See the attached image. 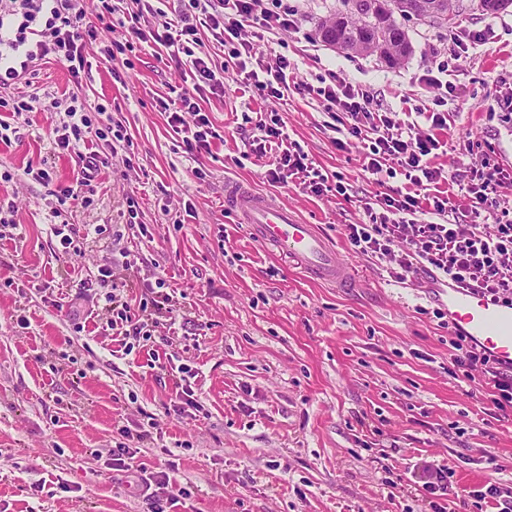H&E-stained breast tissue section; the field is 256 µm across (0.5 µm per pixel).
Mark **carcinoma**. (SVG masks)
<instances>
[{
	"label": "carcinoma",
	"mask_w": 512,
	"mask_h": 512,
	"mask_svg": "<svg viewBox=\"0 0 512 512\" xmlns=\"http://www.w3.org/2000/svg\"><path fill=\"white\" fill-rule=\"evenodd\" d=\"M413 18L432 26H445L430 16L398 13L391 8L390 0H341V8L320 25L319 37L323 43L334 44L342 52L372 55L374 51L365 34L381 26L390 32L386 54L393 58L390 65L396 66L411 52L403 21Z\"/></svg>",
	"instance_id": "1"
}]
</instances>
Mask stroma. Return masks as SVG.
I'll use <instances>...</instances> for the list:
<instances>
[{
	"label": "stroma",
	"mask_w": 512,
	"mask_h": 512,
	"mask_svg": "<svg viewBox=\"0 0 512 512\" xmlns=\"http://www.w3.org/2000/svg\"><path fill=\"white\" fill-rule=\"evenodd\" d=\"M284 2L296 25L255 39L264 65L288 56L299 81L314 87L340 73L403 112L432 108L437 91L421 77L433 61H447L448 126L436 133L447 151L433 163L449 192L457 190L453 175L486 157L512 175V6L493 15L465 10L459 26L490 27L495 37L458 57L451 29L407 21L412 52L391 68L318 39L340 0ZM87 5L96 27L89 75L77 84L56 62L39 66L30 80L40 102L10 144L0 143V168L13 175L0 179V202L15 207L13 224H0V512H148L137 473L110 465L122 442L139 448L148 470L172 467L190 485L174 512H433L424 484L441 466L461 487L492 472L512 486V415L494 408L489 390L469 394L449 376L429 283L395 282L385 262L353 253L345 236V225L367 223L364 202L403 186V176L382 185L365 172L361 143L338 149L333 119L311 96L278 100L231 88L201 93L219 137L194 166L163 109L192 90L191 77L166 66L160 46L139 45L127 63L109 62L107 49L124 34L98 18L97 0ZM71 95L122 122L133 159L113 158L92 205L75 218L103 225L101 241L58 257L46 216L57 204L56 182L71 179L76 165L54 152L57 117L42 101ZM274 114L314 168L342 177L348 197L312 194L295 179L267 182L273 158L246 151L241 128ZM30 163L50 169L51 181L25 176ZM228 181L316 225L354 263L358 286L317 283L254 241L224 205ZM133 210L148 237H123ZM181 214L184 224H175ZM124 250L142 259L122 291L131 306L159 277L179 292L173 321L130 351L76 284L96 279ZM63 297L70 306L56 309ZM172 355L193 372L203 406L196 415L174 411L181 382L151 365ZM146 411L158 431L140 441L132 433Z\"/></svg>",
	"instance_id": "stroma-1"
}]
</instances>
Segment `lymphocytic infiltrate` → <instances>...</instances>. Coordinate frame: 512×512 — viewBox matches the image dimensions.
Wrapping results in <instances>:
<instances>
[{
    "label": "lymphocytic infiltrate",
    "instance_id": "1",
    "mask_svg": "<svg viewBox=\"0 0 512 512\" xmlns=\"http://www.w3.org/2000/svg\"><path fill=\"white\" fill-rule=\"evenodd\" d=\"M86 17L84 0H0V88L17 84L36 62L46 60L60 63L72 78H79L86 64V40L94 35ZM139 19L136 12L128 17L130 39L150 40L169 48L176 68L188 69L197 83L212 92L223 91L224 73L199 38L204 28L227 46L232 70L244 76L248 88L259 96L281 100L288 92L306 91L287 56H280L272 67L253 65L255 47L243 36L248 27L270 34L292 29L295 21L288 10L265 8L263 0H186L178 19H165L154 30L144 31ZM315 97L336 122L335 129L342 136L339 148H346L349 141H359L365 150L367 171L390 177L400 171L411 185L407 191L388 187L375 204L366 205L368 223L346 225L345 235L354 253L384 260L391 276L399 281L425 274L433 281H450L492 301L512 305V201L499 196L505 180L499 166L484 163L459 186L472 201V214L487 213L489 223H460L455 200L440 188L444 175L432 164L443 148L434 132L447 126V113L426 112L429 128L420 130L417 122L399 119L366 88L334 72L329 73L325 85L316 88ZM179 101L178 111L169 115L170 122L184 133L187 159L196 161L209 151L216 132L194 95L182 94ZM48 108L59 116L53 129L55 150L74 155L78 164L74 177L56 186L60 206L50 213L49 233L62 253H77L102 229L94 224L72 223L69 216L76 208L91 205L88 189L99 178L102 167L108 166L110 155L129 151L130 140L103 105L66 106L54 99ZM102 143L107 144L109 156L100 154L98 146ZM247 145L258 154L273 152V166L267 172L270 184L295 178L313 194L326 191L327 176L313 167L298 142L290 140L282 119L257 121ZM427 185L435 189L434 218L430 221L421 217L418 195L419 189ZM155 286L154 296L135 309L116 293L107 294L105 309L110 315V329L126 339H144L148 336L144 311H153L159 318L169 317L172 296L166 291L168 283L159 279ZM434 315L440 327L448 331L452 350L449 376L490 388L497 409L512 408V362L498 360L450 325L445 310H435ZM452 476L449 468L436 469L426 491L432 495L454 492L462 512H482L483 503L489 500L497 502L499 512H512L511 486L490 479L473 489H455ZM142 484L149 490L150 512H169L179 499L191 494L188 487L165 471L143 477Z\"/></svg>",
    "mask_w": 512,
    "mask_h": 512
}]
</instances>
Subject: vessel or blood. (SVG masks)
I'll list each match as a JSON object with an SVG mask.
<instances>
[{"label":"vessel or blood","instance_id":"obj_1","mask_svg":"<svg viewBox=\"0 0 512 512\" xmlns=\"http://www.w3.org/2000/svg\"><path fill=\"white\" fill-rule=\"evenodd\" d=\"M224 200L258 241L275 246L297 260L311 276L350 287V263L314 225L302 223L287 206L236 183H225ZM446 309L450 320L501 360L512 361V306L490 301L449 285Z\"/></svg>","mask_w":512,"mask_h":512}]
</instances>
